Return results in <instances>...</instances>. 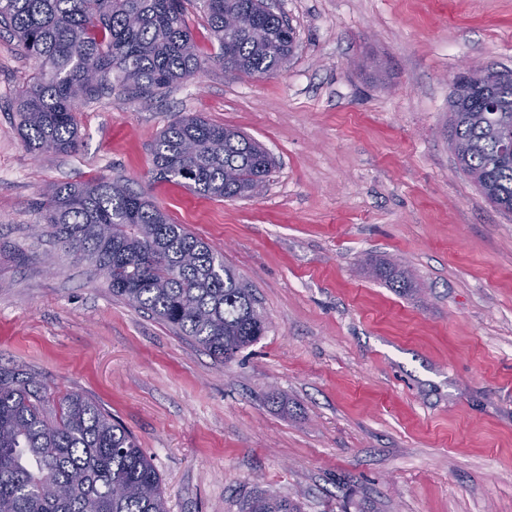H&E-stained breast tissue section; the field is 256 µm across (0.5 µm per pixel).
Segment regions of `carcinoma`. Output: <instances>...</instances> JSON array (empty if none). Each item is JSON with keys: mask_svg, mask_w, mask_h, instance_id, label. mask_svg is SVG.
I'll return each instance as SVG.
<instances>
[{"mask_svg": "<svg viewBox=\"0 0 512 512\" xmlns=\"http://www.w3.org/2000/svg\"><path fill=\"white\" fill-rule=\"evenodd\" d=\"M184 0H0V29L34 62L15 104L28 148L68 154L78 143L73 112L99 87L119 83L145 101L195 76L201 60L183 19ZM218 38L219 63L236 74L271 75L296 48L295 31L266 0H202ZM247 15V30L227 31L224 15ZM96 80L88 81V74ZM501 104L478 121L490 99ZM512 132V81L479 92L452 91L448 136L462 147L461 169L498 210H512V158L500 145ZM152 174L181 179L213 199L246 198L269 176L265 148L238 130L197 116L169 124L156 139ZM40 222L88 262L112 294L173 327L218 359L259 340L267 322L253 290L224 256L119 179L52 186ZM369 273L393 288L412 287L386 261ZM123 488L120 496L113 487ZM0 512H167L159 473L135 437L80 394L50 407L32 375L0 368ZM244 512H298L265 490Z\"/></svg>", "mask_w": 512, "mask_h": 512, "instance_id": "cac0c4a2", "label": "carcinoma"}]
</instances>
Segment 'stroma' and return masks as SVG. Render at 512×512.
<instances>
[{
  "mask_svg": "<svg viewBox=\"0 0 512 512\" xmlns=\"http://www.w3.org/2000/svg\"><path fill=\"white\" fill-rule=\"evenodd\" d=\"M298 47L232 76L200 0L202 61L152 105L81 101L79 147L31 153L12 110L32 62L0 36V367L84 395L137 439L169 512H512V214L448 145L464 61L512 71V0H278ZM237 128L275 166L248 199L154 180L174 120ZM123 180L224 255L267 332L220 360L115 297L40 222L53 184ZM416 283L368 277L366 256ZM245 512H298L295 505L287 498L269 493L265 490L255 492L246 501Z\"/></svg>",
  "mask_w": 512,
  "mask_h": 512,
  "instance_id": "stroma-1",
  "label": "stroma"
}]
</instances>
